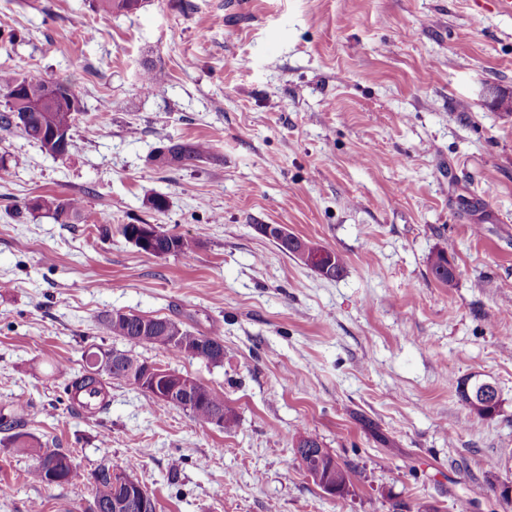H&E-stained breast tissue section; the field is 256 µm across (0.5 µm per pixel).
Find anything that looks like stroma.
<instances>
[{
	"mask_svg": "<svg viewBox=\"0 0 512 512\" xmlns=\"http://www.w3.org/2000/svg\"><path fill=\"white\" fill-rule=\"evenodd\" d=\"M72 79L85 110L55 159L0 130V410L84 472L123 460L157 512H512V17L496 0H0V67ZM166 82L144 90L145 67ZM205 141L188 169L151 155ZM20 165H13V158ZM160 195L166 209L149 201ZM82 199L59 224L28 206ZM194 242L155 257L119 231ZM281 224L340 254L333 279L257 232ZM447 251L453 286L431 261ZM115 311L219 337L224 361L102 334ZM129 351L195 378L226 431L111 389L71 409L56 360ZM500 399L471 415L462 382ZM312 433L353 472L328 497L293 463ZM0 430V512H87L89 483L29 482Z\"/></svg>",
	"mask_w": 512,
	"mask_h": 512,
	"instance_id": "stroma-1",
	"label": "stroma"
}]
</instances>
